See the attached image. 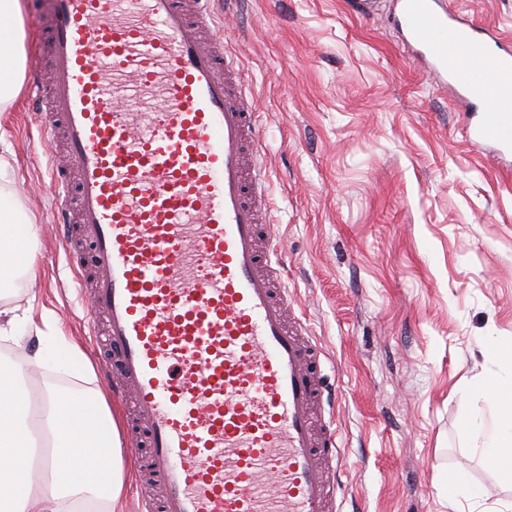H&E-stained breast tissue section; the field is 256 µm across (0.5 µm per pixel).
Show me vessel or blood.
<instances>
[{"instance_id":"1","label":"vessel or blood","mask_w":512,"mask_h":512,"mask_svg":"<svg viewBox=\"0 0 512 512\" xmlns=\"http://www.w3.org/2000/svg\"><path fill=\"white\" fill-rule=\"evenodd\" d=\"M31 59L52 167L51 229L131 403L157 494L141 512H343L321 353L282 287L252 97L215 0H47ZM398 22L476 112V146L512 154V52L436 0Z\"/></svg>"}]
</instances>
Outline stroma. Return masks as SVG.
<instances>
[{"instance_id": "35a3bbf8", "label": "stroma", "mask_w": 512, "mask_h": 512, "mask_svg": "<svg viewBox=\"0 0 512 512\" xmlns=\"http://www.w3.org/2000/svg\"><path fill=\"white\" fill-rule=\"evenodd\" d=\"M457 20L512 50V0H438ZM225 47L262 125L271 228L296 313L334 376L344 512H486L512 502L474 448L463 419L488 339L512 340V169L465 138L453 88L437 86L395 22L347 0H239ZM30 82L0 113L8 196L0 210L51 223L42 134L27 111ZM18 224L25 278L0 357L36 351L39 334L80 349L78 378L49 363L26 369L29 394L101 392L122 409L94 360L62 245ZM481 484L473 502L448 496L455 470Z\"/></svg>"}]
</instances>
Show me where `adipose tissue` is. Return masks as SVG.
<instances>
[{"label":"adipose tissue","instance_id":"1","mask_svg":"<svg viewBox=\"0 0 512 512\" xmlns=\"http://www.w3.org/2000/svg\"><path fill=\"white\" fill-rule=\"evenodd\" d=\"M19 0H0V106L20 89L24 57L19 43ZM61 359L72 369L86 365L77 348L43 341L35 355L0 369V381L12 392L0 396V512H78L83 501L99 497L111 507L122 490L120 471L111 465L119 433L104 398L92 392L81 402L49 395L31 408L23 382L30 365ZM476 398L497 405L493 420L474 414L468 426L483 458L512 483V343L488 346L485 371L475 386Z\"/></svg>","mask_w":512,"mask_h":512}]
</instances>
